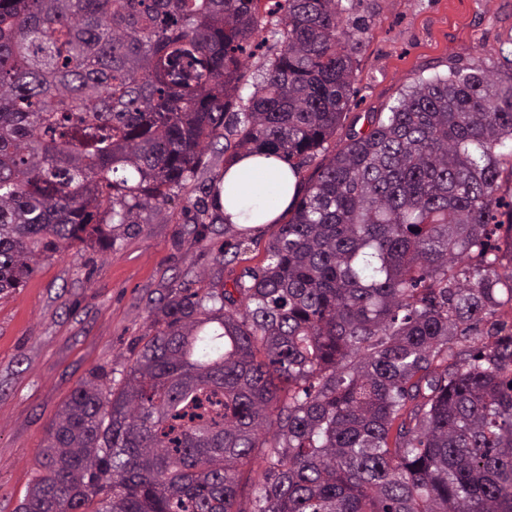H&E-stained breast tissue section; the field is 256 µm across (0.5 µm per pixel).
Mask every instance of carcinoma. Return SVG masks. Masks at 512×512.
<instances>
[{
  "label": "carcinoma",
  "mask_w": 512,
  "mask_h": 512,
  "mask_svg": "<svg viewBox=\"0 0 512 512\" xmlns=\"http://www.w3.org/2000/svg\"><path fill=\"white\" fill-rule=\"evenodd\" d=\"M347 11L0 0V293L167 203L212 144L300 177L349 108ZM370 125L297 181L249 283L151 302L120 386L56 414L20 512H246L247 490L253 512H512V51ZM262 36L267 37V41L256 49L252 56L246 58L244 61L243 71L245 78L242 81V87L240 89V94L244 99L254 92V83L260 78L259 75L265 72L268 60L280 49V42H277V40L280 39V35L272 38L270 33H263Z\"/></svg>",
  "instance_id": "cac0c4a2"
}]
</instances>
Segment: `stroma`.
I'll use <instances>...</instances> for the list:
<instances>
[{
  "label": "stroma",
  "mask_w": 512,
  "mask_h": 512,
  "mask_svg": "<svg viewBox=\"0 0 512 512\" xmlns=\"http://www.w3.org/2000/svg\"><path fill=\"white\" fill-rule=\"evenodd\" d=\"M344 24L365 32L331 153L418 80L477 57L492 69L512 49V0H353ZM225 165L220 148L208 147L195 179L164 206L141 210L137 226L114 230L109 244L42 261L23 287L0 294V512L23 502L48 428L78 384L95 374L120 383L150 323L149 301L191 281L233 288L263 261L273 225L227 224L213 205ZM200 198L214 220L201 237L189 221Z\"/></svg>",
  "instance_id": "stroma-1"
}]
</instances>
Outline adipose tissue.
<instances>
[{
  "instance_id": "obj_1",
  "label": "adipose tissue",
  "mask_w": 512,
  "mask_h": 512,
  "mask_svg": "<svg viewBox=\"0 0 512 512\" xmlns=\"http://www.w3.org/2000/svg\"><path fill=\"white\" fill-rule=\"evenodd\" d=\"M218 194L230 223L273 224L295 196L296 178L275 156L243 154L227 165Z\"/></svg>"
}]
</instances>
